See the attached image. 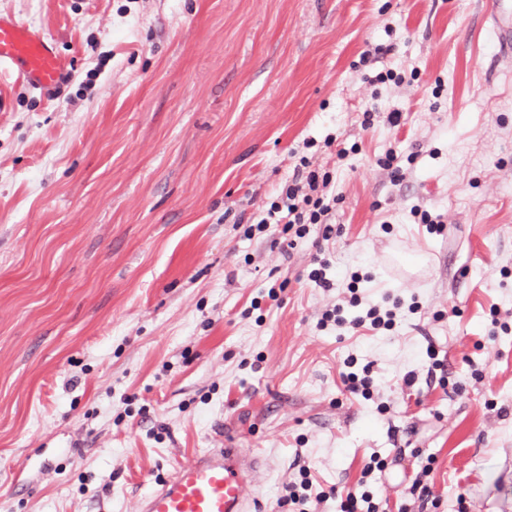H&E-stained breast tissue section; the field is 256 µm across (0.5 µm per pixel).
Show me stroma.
<instances>
[{
    "label": "stroma",
    "instance_id": "35a3bbf8",
    "mask_svg": "<svg viewBox=\"0 0 512 512\" xmlns=\"http://www.w3.org/2000/svg\"><path fill=\"white\" fill-rule=\"evenodd\" d=\"M492 2L0 0L70 62L48 91L0 74V512H135L228 441L269 460L257 512H293L303 474L306 512H341L374 455L380 512H512ZM304 164L337 193L333 232L290 248L254 225ZM354 295L421 309L322 324ZM350 357L370 398L342 382ZM420 474L438 508L410 494ZM396 316L397 313L394 310H383L380 306L373 305L366 310L365 315H357L349 324L353 329L365 327L366 324H369L374 330H389L395 325Z\"/></svg>",
    "mask_w": 512,
    "mask_h": 512
}]
</instances>
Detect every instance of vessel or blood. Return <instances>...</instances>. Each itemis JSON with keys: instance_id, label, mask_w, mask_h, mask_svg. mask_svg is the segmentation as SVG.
Listing matches in <instances>:
<instances>
[{"instance_id": "1", "label": "vessel or blood", "mask_w": 512, "mask_h": 512, "mask_svg": "<svg viewBox=\"0 0 512 512\" xmlns=\"http://www.w3.org/2000/svg\"><path fill=\"white\" fill-rule=\"evenodd\" d=\"M488 22L502 54L512 53V10L495 0ZM34 88L58 84L67 63L54 45L23 22L0 16V72ZM269 470L263 455L232 445L214 448L159 481L136 512H253L252 486Z\"/></svg>"}]
</instances>
